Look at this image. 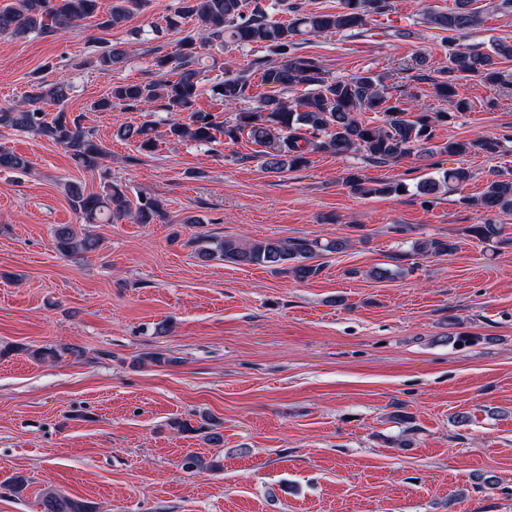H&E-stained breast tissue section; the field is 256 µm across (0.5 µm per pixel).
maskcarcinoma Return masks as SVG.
<instances>
[{
    "label": "carcinoma",
    "instance_id": "1",
    "mask_svg": "<svg viewBox=\"0 0 512 512\" xmlns=\"http://www.w3.org/2000/svg\"><path fill=\"white\" fill-rule=\"evenodd\" d=\"M147 0H112L103 14H97L98 0H13L0 9V34L23 38L30 34L52 36L64 33L89 17L98 16L102 29L123 24L141 11ZM472 0H455V6L444 12L426 15L423 23L447 34L450 52L448 69L433 77L428 72L426 59L416 61L414 80L432 85L435 97L445 107L431 112H410L406 108L408 94L404 89L390 92L385 78L370 71H362L344 78H330L322 62L296 52V38L300 35L328 31L360 35L368 31L373 14L391 9V0H341L336 12L305 10L297 0H286L284 6L291 14L288 24L272 19L259 0H177L173 13L166 17V25L156 33L180 32L186 21L196 24L195 34L182 38L176 55L163 54L153 49L154 69L169 75L167 79L141 83L112 84L108 95L93 102L98 112H110L121 105L134 110L140 106L155 105L173 116L165 133L178 142L192 141L198 145L212 144L222 134L230 142L245 135L251 143L262 147L258 157L262 167L273 173H284L308 166L311 155L322 150L335 155L361 152L372 164L393 163L411 154L425 157H467L484 153L495 155L502 143L497 138L450 139L435 142V130L440 124L472 109L470 100L461 92L460 82L477 77L490 87L512 86V74L499 66V58L512 57V45L495 43L492 52L462 46L457 41L479 23V14L471 8ZM229 43L237 46L257 44L279 56V61L256 59L249 70L235 75L215 77L210 92L219 105L233 109L241 102L255 100L253 106L235 112L231 123L218 120L212 112L196 107L200 94L201 53L212 46ZM128 53L112 46L98 52L96 66L100 73L110 75L122 68ZM257 74L261 86L268 92L257 97L251 94L252 74ZM302 88L292 99L288 90ZM72 85L64 77L52 83L42 80L30 84L25 100L16 105L0 107V129H13L43 138L62 147L76 165L96 169L106 158V147L96 133L83 125V119L66 109ZM54 106V113L45 111ZM188 113V121L177 119ZM362 112H381L380 125L361 118ZM116 135L132 139L141 151L152 152L157 146L158 134L152 124L121 125ZM29 160L18 153L0 148V172L26 173ZM470 171L462 166L447 168L442 178H426L416 185L417 193L434 200L440 187L460 189L470 180ZM350 192L363 197L388 196L407 191L399 182L371 180L356 169L343 177ZM68 201L73 211L85 223H110L135 214L139 224H152L161 216L160 204L146 199L131 211V202L124 191L112 184L109 175H103L99 193L87 192L78 184L68 186ZM476 204L491 211L512 213V176L498 175L485 184ZM474 236L486 242L502 238L500 224H475ZM54 247L64 257L90 253L100 247V239L89 232L79 233L70 224L54 229ZM203 244L198 257L203 261L220 259L239 265L280 267L300 281L316 277L320 264L315 262L325 253H337L346 246V240L294 238L216 239L206 234L197 237ZM457 249V243L448 239H419L413 251L421 256L446 255ZM32 359L43 362L66 355L82 356L77 345L63 347L41 346L28 349ZM40 512H96L89 503L69 498L48 489L39 496Z\"/></svg>",
    "mask_w": 512,
    "mask_h": 512
}]
</instances>
